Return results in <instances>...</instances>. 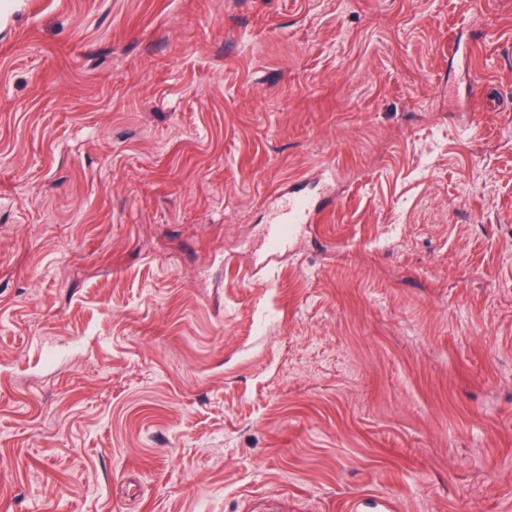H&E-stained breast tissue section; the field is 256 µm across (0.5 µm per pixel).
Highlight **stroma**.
Listing matches in <instances>:
<instances>
[{
    "label": "stroma",
    "instance_id": "1",
    "mask_svg": "<svg viewBox=\"0 0 512 512\" xmlns=\"http://www.w3.org/2000/svg\"><path fill=\"white\" fill-rule=\"evenodd\" d=\"M0 512H512V0H0ZM280 205L266 225L264 242L270 256L280 253L302 224L321 222L323 208L296 193L279 194Z\"/></svg>",
    "mask_w": 512,
    "mask_h": 512
}]
</instances>
